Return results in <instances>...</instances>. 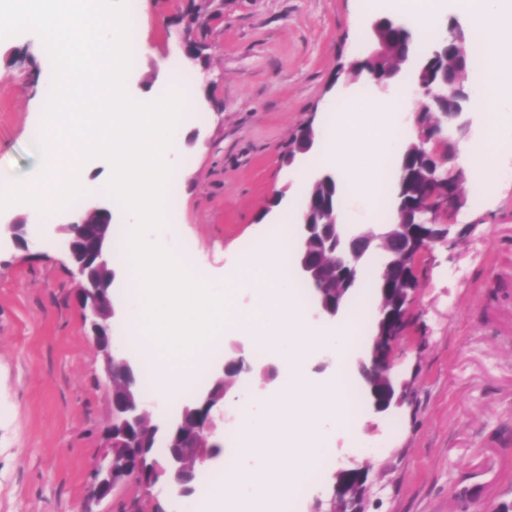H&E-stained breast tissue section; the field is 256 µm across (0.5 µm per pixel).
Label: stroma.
Wrapping results in <instances>:
<instances>
[{
    "mask_svg": "<svg viewBox=\"0 0 512 512\" xmlns=\"http://www.w3.org/2000/svg\"><path fill=\"white\" fill-rule=\"evenodd\" d=\"M183 0H147L134 11L139 55L127 76L133 99L150 102L171 75L197 81L199 114L169 160L174 203L158 240L187 251L211 285L246 246L273 237L281 205L302 193L289 144L304 124L322 128L365 91L351 64L372 47L363 18L399 13L397 0H202L213 19L201 60L185 57ZM54 69L36 34L0 40V183L32 176L34 138L45 104L33 80ZM495 183L463 178L464 206L447 244L417 260L421 286L394 350L392 374L403 404L376 413L359 394L354 364L314 355L313 378L343 376L355 388L358 429L327 438L326 464L294 498L295 512L329 500L338 468H369L366 512H475L484 502L512 510V134L495 144ZM110 165L88 162L86 194L69 212L23 217L22 247L0 237V512H185L165 486L145 493L128 482L88 503L93 468L105 452L109 420L103 361L88 338L75 296L61 224L99 205L114 235L128 218L105 185ZM340 213L355 228L390 223L378 207L341 184Z\"/></svg>",
    "mask_w": 512,
    "mask_h": 512,
    "instance_id": "35a3bbf8",
    "label": "stroma"
}]
</instances>
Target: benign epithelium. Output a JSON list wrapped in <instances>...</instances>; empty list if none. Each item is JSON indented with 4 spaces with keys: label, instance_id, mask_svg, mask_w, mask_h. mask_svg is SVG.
<instances>
[{
    "label": "benign epithelium",
    "instance_id": "7a95c632",
    "mask_svg": "<svg viewBox=\"0 0 512 512\" xmlns=\"http://www.w3.org/2000/svg\"><path fill=\"white\" fill-rule=\"evenodd\" d=\"M460 113L446 112L434 117L418 137L417 147L423 151L434 148L438 141H445V133L452 128L462 140L469 132V121L455 122ZM462 171L438 164L427 170L426 179L433 184L448 186V195L428 200L400 213V219L386 225L380 233H352L345 225L332 218L330 222H321L306 216L299 232V254L297 270L300 278L310 284L318 314L334 319L343 312L342 295L346 288L355 283V265L360 257L371 255L376 249L386 250L393 243L384 273V292L389 299L378 305L372 326L369 343L359 353L356 368L361 381V390L369 399L376 413H388L402 405L405 389L397 386L391 374L392 353L401 336L399 325L404 320L407 308L420 283L415 266L420 254L433 243H445L450 229L447 223L463 207L458 181ZM90 215L101 217V221L91 223L85 218L61 225L67 235L66 245L75 274L82 282L77 301L88 321L90 339L101 353L106 374V395L112 412V424L104 434V447L107 451L95 464V481L90 497L96 501L104 499L112 487L121 480L139 478L138 471L127 468L118 469L113 462L112 449L123 448L125 444L116 437L114 423L135 422L149 415L146 403L130 387L124 389L121 399H115V387L112 381V365L119 359L118 349L112 340L106 338L114 316L112 301L107 289L100 287L90 274L89 259L97 260L98 265L108 264L109 251L105 248L109 230L112 228V212L106 208H95ZM322 237L329 243V249L347 260L343 269L349 272L347 279L336 289V304L330 305L324 298L326 290L320 265L310 254V244L316 237ZM378 366L382 369L381 385L368 383L367 375ZM183 414L195 416V429L189 437L187 447L193 449L192 458L202 466L212 457L207 451L209 441L218 437L217 431L224 425V398L211 390L201 391L196 398L185 406ZM189 467L186 457L173 453L152 463L151 479L147 486L154 487L160 478L182 486L189 481ZM336 481L329 512H362L359 508L362 495L366 490L368 471L364 467L343 468L336 472Z\"/></svg>",
    "mask_w": 512,
    "mask_h": 512
}]
</instances>
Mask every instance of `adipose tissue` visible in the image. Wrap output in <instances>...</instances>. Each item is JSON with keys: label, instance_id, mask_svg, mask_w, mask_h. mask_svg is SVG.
Listing matches in <instances>:
<instances>
[{"label": "adipose tissue", "instance_id": "ef3b65f1", "mask_svg": "<svg viewBox=\"0 0 512 512\" xmlns=\"http://www.w3.org/2000/svg\"><path fill=\"white\" fill-rule=\"evenodd\" d=\"M460 13L479 11L487 32L484 39L485 65L488 71L512 69V0H454ZM413 110L411 102L396 97L386 98L365 91L352 111L340 112L325 127L315 143L317 164L335 169L347 178L354 192L364 195L372 182L370 169L361 167L359 156L373 154L390 147L391 132L404 114Z\"/></svg>", "mask_w": 512, "mask_h": 512}]
</instances>
